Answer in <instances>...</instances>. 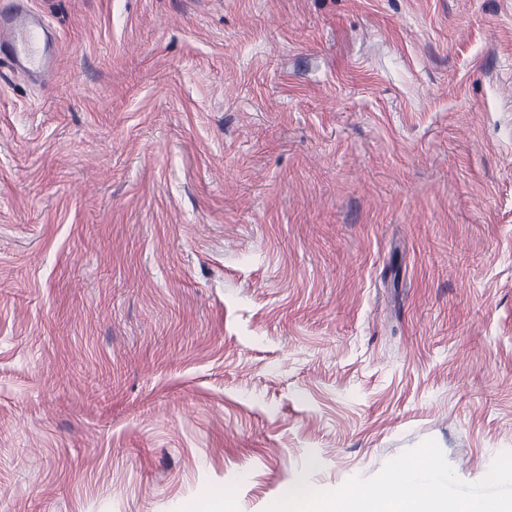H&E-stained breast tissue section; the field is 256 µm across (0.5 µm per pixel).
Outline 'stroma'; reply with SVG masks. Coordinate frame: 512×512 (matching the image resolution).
Returning <instances> with one entry per match:
<instances>
[{
	"mask_svg": "<svg viewBox=\"0 0 512 512\" xmlns=\"http://www.w3.org/2000/svg\"><path fill=\"white\" fill-rule=\"evenodd\" d=\"M0 60V512H265L512 452V0H31ZM0 9V59L6 58L17 71L41 73L56 57L47 49V28L29 6V0H11Z\"/></svg>",
	"mask_w": 512,
	"mask_h": 512,
	"instance_id": "stroma-1",
	"label": "stroma"
}]
</instances>
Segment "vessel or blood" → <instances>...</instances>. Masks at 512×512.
<instances>
[{
  "mask_svg": "<svg viewBox=\"0 0 512 512\" xmlns=\"http://www.w3.org/2000/svg\"><path fill=\"white\" fill-rule=\"evenodd\" d=\"M45 23L29 0H10L0 9V59H8L15 70L37 74L49 68L56 57L44 41Z\"/></svg>",
  "mask_w": 512,
  "mask_h": 512,
  "instance_id": "vessel-or-blood-1",
  "label": "vessel or blood"
}]
</instances>
